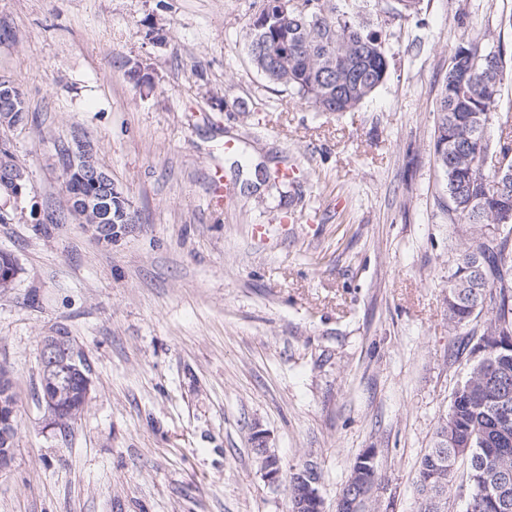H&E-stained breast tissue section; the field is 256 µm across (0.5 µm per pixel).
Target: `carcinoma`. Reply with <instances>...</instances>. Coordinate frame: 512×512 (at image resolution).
I'll use <instances>...</instances> for the list:
<instances>
[{"instance_id": "cac0c4a2", "label": "carcinoma", "mask_w": 512, "mask_h": 512, "mask_svg": "<svg viewBox=\"0 0 512 512\" xmlns=\"http://www.w3.org/2000/svg\"><path fill=\"white\" fill-rule=\"evenodd\" d=\"M275 0H262L250 24L248 54L270 83L289 90L318 112H350L387 80L390 61L378 31L361 19L369 0H310L305 12H276ZM392 18L416 15L421 0H386ZM452 65L436 102L433 158L448 192V223L462 230V248L448 271V327L466 330L449 360L465 362L471 383L453 395L436 427L431 448L415 475L419 512H447L434 499L448 493V469L479 455L490 475L509 477L498 496L469 493L461 512H512V419L497 415V392L512 390V351L470 361L488 329L512 336V236L485 235L497 223L490 198L512 202V179L481 169L477 153L512 152V141L487 137L502 85L501 46L483 44L465 33L451 45ZM471 441V448L462 445Z\"/></svg>"}]
</instances>
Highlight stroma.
Segmentation results:
<instances>
[{
  "label": "stroma",
  "instance_id": "stroma-1",
  "mask_svg": "<svg viewBox=\"0 0 512 512\" xmlns=\"http://www.w3.org/2000/svg\"><path fill=\"white\" fill-rule=\"evenodd\" d=\"M258 3L0 0V76L29 116L0 127L27 170L22 200L0 195V252L19 267L0 290L18 409L0 512H289L307 462L336 512L369 448L382 512H417L416 467L466 375L448 359L461 240L440 210L436 96L463 32L501 43L512 69V0L373 7L390 74L339 113L251 64ZM77 137L137 213L109 244L69 207L60 150ZM285 166L295 178H267ZM218 172L233 195H215ZM51 329L94 372L63 430L36 396ZM253 448L258 452L261 469L266 481L269 484L278 483L281 474L280 460L270 451L269 437L264 432H255L253 435Z\"/></svg>",
  "mask_w": 512,
  "mask_h": 512
}]
</instances>
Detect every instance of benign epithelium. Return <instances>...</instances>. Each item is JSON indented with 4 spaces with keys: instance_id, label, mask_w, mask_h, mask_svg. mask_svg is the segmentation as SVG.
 <instances>
[{
    "instance_id": "1",
    "label": "benign epithelium",
    "mask_w": 512,
    "mask_h": 512,
    "mask_svg": "<svg viewBox=\"0 0 512 512\" xmlns=\"http://www.w3.org/2000/svg\"><path fill=\"white\" fill-rule=\"evenodd\" d=\"M0 102L8 108V117H13L17 109L23 106V97L16 93L13 84L5 79L0 80ZM61 161L68 169L77 174L83 181L91 182L95 191L72 193L69 196L71 210L80 217L82 223L90 226L95 237L100 241L110 242L120 236L135 223L133 210L128 209L118 194L116 184L107 170L99 164L94 152L85 141L75 140L63 149ZM480 166L489 169L497 177L512 175V167L507 166L503 155L486 152L481 155ZM26 189V174L14 160L6 146L0 147V193L14 200L22 198ZM491 344L477 348L474 356L490 351H506L512 348V336L490 337ZM83 350L70 337L57 330H50L41 337L39 349V381L47 388L42 405L51 416L54 424L67 426L70 421L81 415L92 392L93 381L88 371L81 370L78 358ZM82 377L81 393L78 404L67 401L70 392V380L74 373ZM11 421L0 423V472L11 468L14 460V438L9 430ZM253 448L259 455L264 478L270 484H276L281 474L279 458L270 451L269 437L257 431L253 435ZM497 477L491 479L484 475L477 477L469 473L461 483V492L475 487L489 493L491 488L500 484ZM312 508L315 512H323V499L319 489V481L311 480L304 484L301 495L295 501V512H304Z\"/></svg>"
}]
</instances>
